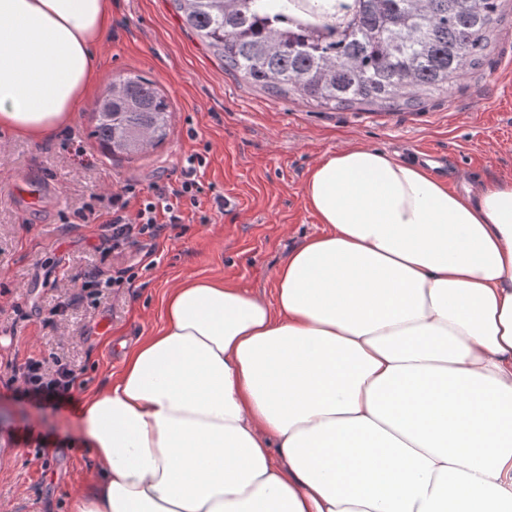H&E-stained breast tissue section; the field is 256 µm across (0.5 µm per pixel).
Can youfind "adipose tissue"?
<instances>
[{
  "mask_svg": "<svg viewBox=\"0 0 512 512\" xmlns=\"http://www.w3.org/2000/svg\"><path fill=\"white\" fill-rule=\"evenodd\" d=\"M109 0H0V129L49 140L96 84ZM273 296L188 278L79 428L70 512H512V180L449 190L350 145Z\"/></svg>",
  "mask_w": 512,
  "mask_h": 512,
  "instance_id": "obj_1",
  "label": "adipose tissue"
}]
</instances>
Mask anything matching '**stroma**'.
<instances>
[{"label": "stroma", "instance_id": "stroma-1", "mask_svg": "<svg viewBox=\"0 0 512 512\" xmlns=\"http://www.w3.org/2000/svg\"><path fill=\"white\" fill-rule=\"evenodd\" d=\"M110 2L112 31L96 51L99 83L69 125L41 142L0 130V435L11 448L0 461V512H68L70 495L97 468L76 429L83 403L119 376L121 344L160 326L168 288L194 276L271 295L277 261L322 230L302 188L324 155L350 143L401 159L413 149L442 151L458 175L454 191L465 179L512 178V0L476 74L421 107L389 111L323 110L272 96L226 73L172 0ZM130 71L169 98L171 130L142 156L113 158L92 135L93 112L105 84ZM192 155L201 159L198 203L184 205V224L150 251H127L144 265L134 287L88 289L66 317L53 315L88 271L112 274V259L96 250L107 218L100 195L130 186L141 197L177 182ZM218 196L231 207L217 210ZM82 209L96 222L81 223ZM55 354L79 373L72 406L20 399L7 363Z\"/></svg>", "mask_w": 512, "mask_h": 512}]
</instances>
